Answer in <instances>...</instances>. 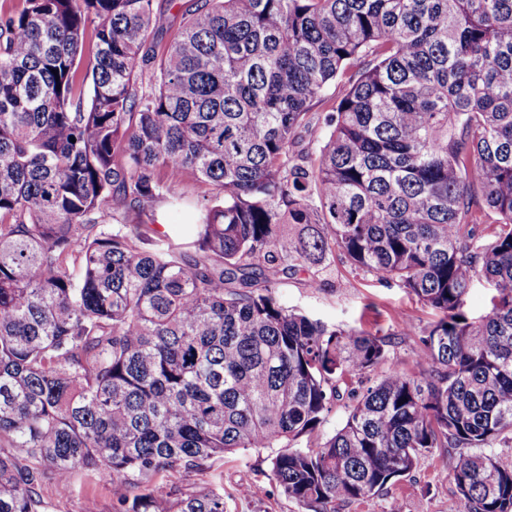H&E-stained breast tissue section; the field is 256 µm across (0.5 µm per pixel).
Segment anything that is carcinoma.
Here are the masks:
<instances>
[{
	"mask_svg": "<svg viewBox=\"0 0 512 512\" xmlns=\"http://www.w3.org/2000/svg\"><path fill=\"white\" fill-rule=\"evenodd\" d=\"M20 2L0 4V512H46L43 484L81 471L126 487L115 512H226L224 478L164 477L265 448L306 512L437 448L463 512H512V0ZM332 83L314 158L296 146ZM187 174L196 221L161 232L144 217L184 206ZM338 248L438 312L401 329L412 370L273 295ZM495 294L494 286L485 278L473 282L464 306L466 315L476 320L485 315L491 308V298ZM350 404L351 402L346 396L333 403L330 412L326 415L324 423L319 428L318 433L321 438L332 436L337 430L344 426L348 416V405Z\"/></svg>",
	"mask_w": 512,
	"mask_h": 512,
	"instance_id": "carcinoma-1",
	"label": "carcinoma"
}]
</instances>
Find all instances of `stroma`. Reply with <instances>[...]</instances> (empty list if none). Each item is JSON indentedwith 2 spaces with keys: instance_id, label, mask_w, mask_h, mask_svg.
I'll return each mask as SVG.
<instances>
[{
  "instance_id": "stroma-1",
  "label": "stroma",
  "mask_w": 512,
  "mask_h": 512,
  "mask_svg": "<svg viewBox=\"0 0 512 512\" xmlns=\"http://www.w3.org/2000/svg\"><path fill=\"white\" fill-rule=\"evenodd\" d=\"M305 278L302 272L280 277L273 286L278 302L331 328L377 329L393 335L392 361L402 369H412L420 342L418 336L400 335L401 319L412 317L422 328L436 320L434 310L403 288L355 270L339 252L320 273L319 287H306ZM447 465V454L434 450L422 456L407 477L365 499L337 503L336 512H389L394 502L399 503L401 512H462L454 484L442 477ZM219 473L224 476L225 488L236 492L235 498L227 500L226 512H302L295 502L277 492L270 476V461L263 454L229 455L203 472H171L167 481L198 490L213 482ZM123 492V487L104 484L92 473L78 475L66 496L58 495L51 480L41 488L47 512H113L112 505Z\"/></svg>"
}]
</instances>
